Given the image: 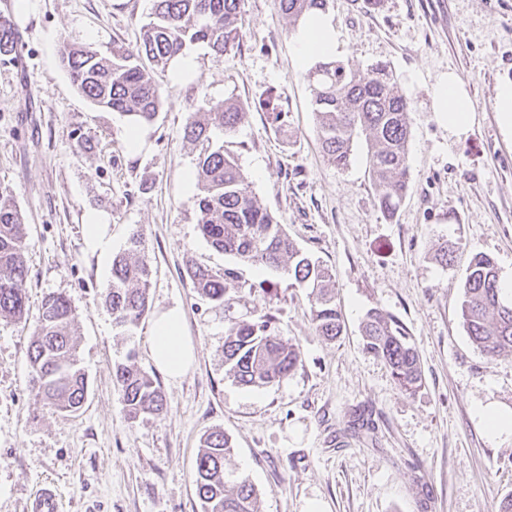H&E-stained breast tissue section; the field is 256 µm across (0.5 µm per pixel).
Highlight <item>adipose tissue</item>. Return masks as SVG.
Masks as SVG:
<instances>
[{
	"label": "adipose tissue",
	"instance_id": "ef3b65f1",
	"mask_svg": "<svg viewBox=\"0 0 512 512\" xmlns=\"http://www.w3.org/2000/svg\"><path fill=\"white\" fill-rule=\"evenodd\" d=\"M295 60L304 66L335 57L339 52L336 30L322 12H310L294 39ZM432 108L454 135L465 134L472 125L475 107L463 79L448 72L437 79L432 90ZM85 250L100 262L112 255V228L103 211L85 212L82 224ZM150 350L157 367L170 378L186 374L194 360V350L184 333V315L179 306L169 307L154 319L150 330Z\"/></svg>",
	"mask_w": 512,
	"mask_h": 512
}]
</instances>
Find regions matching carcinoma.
Returning a JSON list of instances; mask_svg holds the SVG:
<instances>
[{
  "label": "carcinoma",
  "instance_id": "carcinoma-1",
  "mask_svg": "<svg viewBox=\"0 0 512 512\" xmlns=\"http://www.w3.org/2000/svg\"><path fill=\"white\" fill-rule=\"evenodd\" d=\"M242 0H152L151 19L141 28L133 49L113 47L106 56L90 46L68 42L59 50L61 66L76 91L93 105L117 112L132 124H150L161 112L165 96L154 71L196 43L207 45L216 59L239 47ZM292 20L318 10L328 0H279ZM19 39L12 21L0 16V56L19 58ZM313 112L322 152L338 168L350 163L354 139L365 138L369 174L379 188L381 211L391 217L408 188L407 153L410 103L401 94L385 64L365 72L352 64L319 60L308 71ZM246 114L245 106L227 100L208 112H193L184 126L190 143H212L213 130L228 135ZM196 206L201 235L216 251L241 263L284 270L310 289L312 320L319 335L334 340L342 333L331 275L319 260L302 253L282 225L262 207L237 161L216 145L198 157L195 169ZM26 224L11 189L0 185V318H28L25 260ZM143 234L135 230L126 249L112 256L111 281L104 303L121 327L136 325L149 309L151 269L140 257ZM193 288L203 298L224 304L226 284L235 270H214L193 263L186 269ZM494 260L475 254L463 280L461 318L468 336L493 359L512 353V294ZM79 321L69 299L47 294L39 309L35 333L27 348L30 383L36 397L59 411L75 413L88 397V379L79 366ZM363 335L367 352L382 358L396 385L413 393L422 385L416 350L402 326L374 309L367 314ZM301 362L300 352L276 336L271 318L241 322L224 339V365L243 386H267L287 378ZM113 384L121 394L128 419L159 415L164 395L154 380L135 365L113 369ZM230 442L221 429L208 433L196 460V495L202 512H258L255 488L249 482L226 479L224 462Z\"/></svg>",
  "mask_w": 512,
  "mask_h": 512
}]
</instances>
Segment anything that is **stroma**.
Here are the masks:
<instances>
[{"mask_svg":"<svg viewBox=\"0 0 512 512\" xmlns=\"http://www.w3.org/2000/svg\"><path fill=\"white\" fill-rule=\"evenodd\" d=\"M151 0H31L16 21L21 63L0 59V183L27 227L29 317L0 319V512H26L55 483L59 512H202L195 469L200 440L223 429L225 475L249 480L260 512H498L512 494V441L490 438L480 406L512 407V355L488 359L462 325V281L471 256L490 255L512 279V138L497 121V86L512 81V0H329L339 60L390 65L412 106L409 191L393 218L357 140L348 168L324 158L307 68L294 60L297 25L279 0H243L238 49L214 59L188 47L193 69L159 74L166 102L130 153L126 117L79 95L61 67L62 40L134 47ZM456 72L476 112L466 134L431 109L436 79ZM276 96L286 125L264 102ZM247 109L224 150L258 202L302 251L333 276L343 332L319 336L307 292L281 270L236 262L198 228L197 145L183 138L191 111L224 100ZM106 211L114 251L131 228L153 270L150 309L131 328L103 305L111 280L82 242L87 210ZM454 249L443 264L442 246ZM232 268L224 305L201 299L188 262ZM65 294L81 323L79 353L89 396L57 411L29 387L25 352L43 297ZM179 306L195 360L180 380L153 362L154 316ZM373 309L396 318L420 357L423 384L401 390L387 364L365 353ZM272 314L301 363L285 380L238 384L224 367L235 322ZM134 360L161 387L165 411L130 422L112 381Z\"/></svg>","mask_w":512,"mask_h":512,"instance_id":"obj_1","label":"stroma"}]
</instances>
